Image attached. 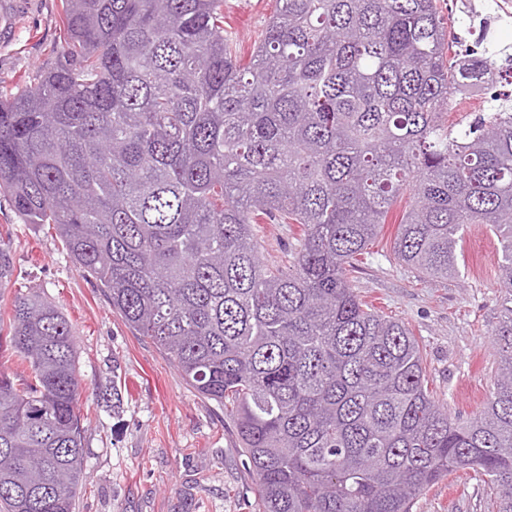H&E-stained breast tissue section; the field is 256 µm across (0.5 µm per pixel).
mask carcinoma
Wrapping results in <instances>:
<instances>
[{"label": "carcinoma", "mask_w": 512, "mask_h": 512, "mask_svg": "<svg viewBox=\"0 0 512 512\" xmlns=\"http://www.w3.org/2000/svg\"><path fill=\"white\" fill-rule=\"evenodd\" d=\"M277 3L245 65L224 0H61L57 65L0 92V195L234 414L258 512H411L460 469L512 512V95L448 124L454 92L512 54L448 63L436 0ZM398 204L390 256L420 278L459 274L469 224L500 241L494 388L467 422L350 280ZM260 224L299 226L288 270L263 261ZM13 272L1 239V287ZM7 351L0 512H76L74 328L18 293L0 301Z\"/></svg>", "instance_id": "carcinoma-1"}]
</instances>
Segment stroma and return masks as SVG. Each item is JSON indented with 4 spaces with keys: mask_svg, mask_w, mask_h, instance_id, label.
<instances>
[{
    "mask_svg": "<svg viewBox=\"0 0 512 512\" xmlns=\"http://www.w3.org/2000/svg\"><path fill=\"white\" fill-rule=\"evenodd\" d=\"M11 19L0 32V90L36 85L56 66L63 38L60 0H0ZM274 0H224V34L250 54ZM0 231L10 237L14 272L4 297L34 288L72 323L91 420L77 512H255L256 477L240 449L234 420L201 397L146 337L112 312L101 290L68 258L50 224H29L0 197ZM295 224H262L266 264L287 268ZM394 225L360 256L350 277L380 314L405 323L426 364L428 389L452 416L468 421L493 390L492 331L499 321L497 244L469 225L458 276L433 283L386 255ZM118 394L111 408L102 397ZM412 512H494L482 482L462 470L419 496Z\"/></svg>",
    "mask_w": 512,
    "mask_h": 512,
    "instance_id": "35a3bbf8",
    "label": "stroma"
}]
</instances>
